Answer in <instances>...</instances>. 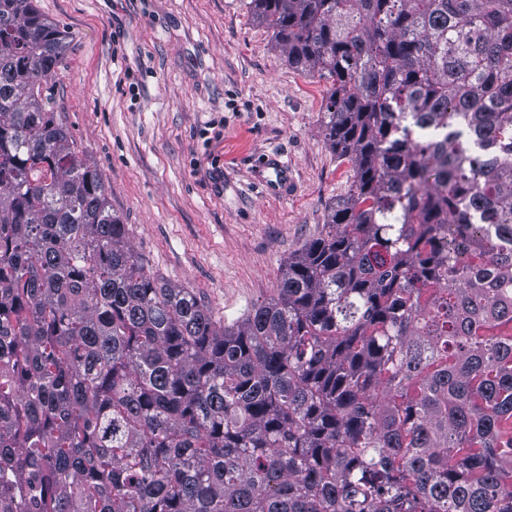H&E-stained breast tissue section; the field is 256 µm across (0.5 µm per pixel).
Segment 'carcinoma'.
I'll return each instance as SVG.
<instances>
[{
    "mask_svg": "<svg viewBox=\"0 0 512 512\" xmlns=\"http://www.w3.org/2000/svg\"><path fill=\"white\" fill-rule=\"evenodd\" d=\"M252 3L354 180L228 323L132 249L43 99L65 35L0 0V512H512V0Z\"/></svg>",
    "mask_w": 512,
    "mask_h": 512,
    "instance_id": "obj_1",
    "label": "carcinoma"
}]
</instances>
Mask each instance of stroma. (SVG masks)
<instances>
[{"label":"stroma","mask_w":512,"mask_h":512,"mask_svg":"<svg viewBox=\"0 0 512 512\" xmlns=\"http://www.w3.org/2000/svg\"><path fill=\"white\" fill-rule=\"evenodd\" d=\"M67 34L44 94L147 268L233 320L271 297L354 177L329 84L289 65L251 0H36ZM288 164L283 192L254 184Z\"/></svg>","instance_id":"obj_1"}]
</instances>
